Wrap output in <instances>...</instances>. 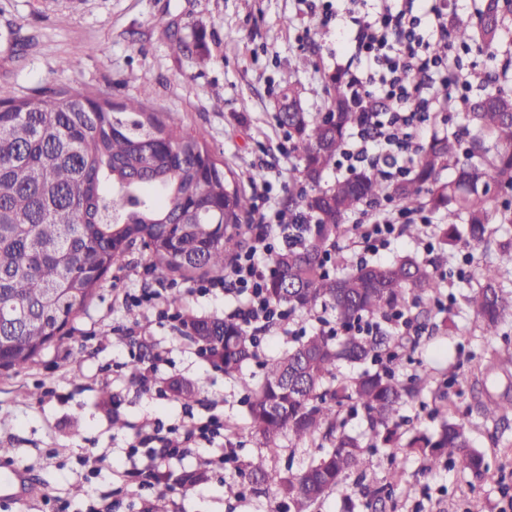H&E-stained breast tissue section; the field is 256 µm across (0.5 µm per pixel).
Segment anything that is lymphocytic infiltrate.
Returning <instances> with one entry per match:
<instances>
[{
	"label": "lymphocytic infiltrate",
	"instance_id": "1",
	"mask_svg": "<svg viewBox=\"0 0 512 512\" xmlns=\"http://www.w3.org/2000/svg\"><path fill=\"white\" fill-rule=\"evenodd\" d=\"M324 21L339 19L338 40L349 43L357 67L349 74L348 94L359 100L364 117L351 145L336 162L337 171L370 169L379 180L391 184L407 177L424 139L439 98L438 84L448 85L459 101L473 90L476 65L468 47L449 41L452 18L443 0H350L334 7L333 0H320ZM448 45L445 55L433 54L435 42ZM255 233L225 268L217 282H203L199 293L219 286L236 295L238 305L230 315L245 326L270 328L292 320L293 315L265 293V280L275 251V240L287 239L288 217L273 208L255 214ZM429 224L421 211L391 206L387 219L365 214L347 231L360 238L363 250L376 254L403 234L413 223ZM224 433V420L187 418L165 434H145L130 443L129 457L144 458L143 467L129 471V478L148 481L160 462L186 455L192 445L211 442Z\"/></svg>",
	"mask_w": 512,
	"mask_h": 512
}]
</instances>
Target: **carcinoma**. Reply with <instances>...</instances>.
<instances>
[{"instance_id": "cac0c4a2", "label": "carcinoma", "mask_w": 512, "mask_h": 512, "mask_svg": "<svg viewBox=\"0 0 512 512\" xmlns=\"http://www.w3.org/2000/svg\"><path fill=\"white\" fill-rule=\"evenodd\" d=\"M509 14L512 0H481L476 21L458 24L452 36L490 50ZM346 84L344 73L331 77L333 93L318 119L303 111L278 116L288 137L303 147L310 189L284 202L294 241L275 256L265 288L270 299L298 314L319 305L331 310L336 332L297 338L261 362L258 386L244 384L249 428L267 446L282 436L330 445L294 473L252 467L260 482L281 490L293 512H307L342 486L371 448L401 445L430 464L446 456L476 477L488 469L461 422L444 419L430 434L401 430L399 407L421 395L427 375L403 384L381 366L399 345L379 323L409 305V296L418 300L442 287L437 261L406 256L336 275L327 260L346 215L384 198L442 214L441 259L462 239L489 244L495 216L512 224V204L497 208L500 192L512 189V91L470 100L465 134L430 139L419 149L412 176L397 185L362 169L323 187V173L362 120ZM451 162L455 177L440 180ZM250 209V198L213 156L205 135L186 130L172 113L162 117L142 100L116 105L97 90L65 83L31 96L0 86V370L26 368L71 334V322L112 265L138 243L157 268L224 272V257ZM497 247L499 264L480 270L479 288L468 297L474 316L489 329L512 315V296L499 282L500 268L512 267V239ZM366 318L378 327L363 335L357 327ZM181 325L226 376L257 359L255 336L233 318L187 313ZM368 362L376 368L338 379L340 364ZM171 390L181 400L196 399L190 381H177ZM345 407L366 413L367 436L345 432L338 420Z\"/></svg>"}]
</instances>
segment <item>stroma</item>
I'll return each instance as SVG.
<instances>
[{
    "instance_id": "stroma-1",
    "label": "stroma",
    "mask_w": 512,
    "mask_h": 512,
    "mask_svg": "<svg viewBox=\"0 0 512 512\" xmlns=\"http://www.w3.org/2000/svg\"><path fill=\"white\" fill-rule=\"evenodd\" d=\"M181 39L189 52L173 53ZM68 69H61L62 61ZM350 52L324 26L319 13L300 0H0V85L27 94L50 82L91 85L113 103L146 100L153 111L176 114L183 126L204 133L214 157L235 172L247 196L263 184L282 202L295 183L283 174L303 165L301 152L284 154V126L277 114L282 78L292 74L305 112L325 111L329 78L346 65ZM470 256L465 279L444 287L447 306L440 312L447 331L430 328L400 337L394 369L400 382L427 373L422 399L399 409L405 428L434 431L442 419H462L473 448L485 455L481 477L440 462L426 465L398 450L402 465L392 474L385 450L366 453L364 467L374 484L397 478L398 488L384 512H512V361L503 360V335L512 336V316L497 330H486L466 304L479 286V270L496 263L495 249L458 244L451 258ZM196 276L156 269L148 250L135 247L103 278L89 305L72 323L71 336L56 341L26 369L0 372V446L37 485L38 497L0 500V512H54L46 497L69 501L70 512L112 501L117 474L134 468L129 443L144 423L163 428L186 413L217 414L224 436L192 449L183 460L160 467L176 480L203 471L205 482L163 496L164 485L133 491L118 512H278L276 487L256 484L249 464L297 470L320 455L316 444L281 439L269 451L248 428L244 383L262 377L260 362L293 344L299 332L318 329L331 312L315 309L289 327L258 330V358L240 377H227L181 327L160 320L157 310L131 308L128 297L155 289L182 309L223 318L232 304L221 289L199 294ZM167 359L154 363L156 352ZM154 365L149 383L129 367L132 357ZM175 379L195 383L198 397L186 404L170 391ZM505 404L486 418L476 400ZM126 422L112 426L113 415ZM100 454L97 473L85 462ZM81 496H73V485ZM244 487L234 497L229 487Z\"/></svg>"
}]
</instances>
